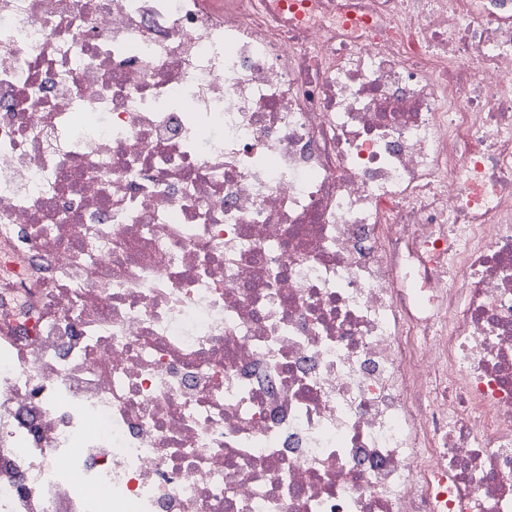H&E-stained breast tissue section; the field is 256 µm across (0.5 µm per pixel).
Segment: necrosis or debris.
<instances>
[{
  "mask_svg": "<svg viewBox=\"0 0 512 512\" xmlns=\"http://www.w3.org/2000/svg\"><path fill=\"white\" fill-rule=\"evenodd\" d=\"M0 512H512V0H0Z\"/></svg>",
  "mask_w": 512,
  "mask_h": 512,
  "instance_id": "necrosis-or-debris-1",
  "label": "necrosis or debris"
}]
</instances>
